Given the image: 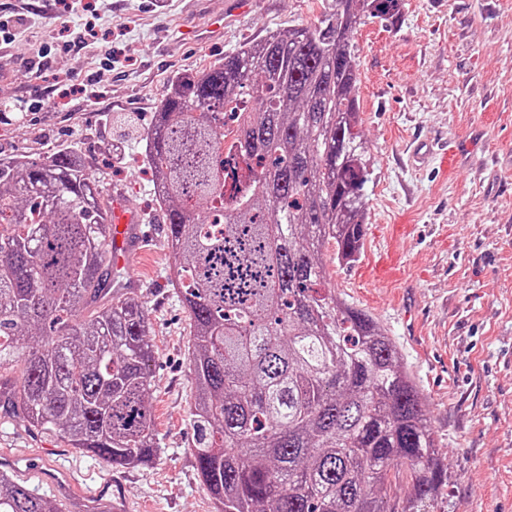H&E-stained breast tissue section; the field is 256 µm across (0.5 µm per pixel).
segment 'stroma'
Wrapping results in <instances>:
<instances>
[{
	"label": "stroma",
	"mask_w": 512,
	"mask_h": 512,
	"mask_svg": "<svg viewBox=\"0 0 512 512\" xmlns=\"http://www.w3.org/2000/svg\"><path fill=\"white\" fill-rule=\"evenodd\" d=\"M62 16L49 0H0L17 39L0 68V156L75 148L103 192L144 217L136 264L154 353L149 403L161 453L125 470L0 413V459L111 481L129 512H214L187 450L189 321L169 287L167 226L138 137L169 81L268 33L313 26L334 0H90ZM353 42L361 132L373 173L364 248L328 285L370 312L426 395L448 467L434 512H512V0H402ZM473 143L461 168L410 161L411 140Z\"/></svg>",
	"instance_id": "stroma-1"
}]
</instances>
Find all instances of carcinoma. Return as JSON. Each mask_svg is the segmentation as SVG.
Wrapping results in <instances>:
<instances>
[{
	"label": "carcinoma",
	"mask_w": 512,
	"mask_h": 512,
	"mask_svg": "<svg viewBox=\"0 0 512 512\" xmlns=\"http://www.w3.org/2000/svg\"><path fill=\"white\" fill-rule=\"evenodd\" d=\"M399 7L335 0L314 27L180 75L144 136L193 336L189 448L215 512H432L448 483L399 347L322 288L323 244L340 264L364 246L352 34ZM111 235L80 152L0 158V408L136 469L159 452L150 319L140 294L108 296ZM0 512L60 510L0 471Z\"/></svg>",
	"instance_id": "obj_1"
}]
</instances>
